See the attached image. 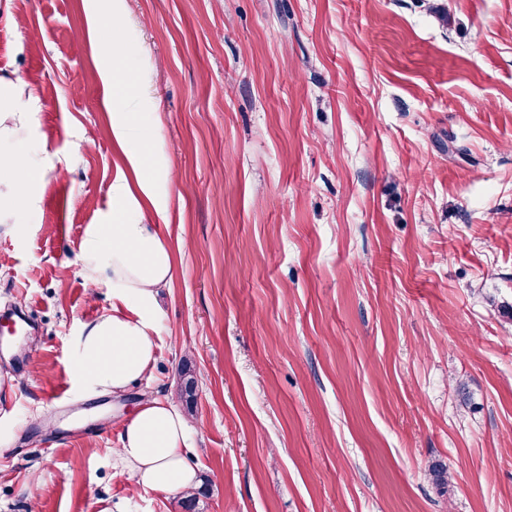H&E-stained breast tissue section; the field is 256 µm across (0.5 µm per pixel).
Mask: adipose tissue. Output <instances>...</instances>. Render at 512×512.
I'll return each instance as SVG.
<instances>
[{
	"mask_svg": "<svg viewBox=\"0 0 512 512\" xmlns=\"http://www.w3.org/2000/svg\"><path fill=\"white\" fill-rule=\"evenodd\" d=\"M104 102L112 112V133L131 178L111 188L112 211L103 224L88 225L82 251L89 285L112 283V310L84 324L75 343L76 377L94 393H116L144 377L157 349L151 312L160 289L173 279L174 251L158 225L135 216L142 202L156 211L168 207L169 169L148 149L150 135L141 120V102L126 89L115 68L103 72ZM22 80H0V223L12 224L36 200L45 161L25 142L35 115L23 104ZM189 425L166 401L142 398L127 418L116 451L137 487L188 493L197 487L196 472L186 465Z\"/></svg>",
	"mask_w": 512,
	"mask_h": 512,
	"instance_id": "adipose-tissue-1",
	"label": "adipose tissue"
}]
</instances>
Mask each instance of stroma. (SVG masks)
Segmentation results:
<instances>
[{
  "label": "stroma",
  "mask_w": 512,
  "mask_h": 512,
  "mask_svg": "<svg viewBox=\"0 0 512 512\" xmlns=\"http://www.w3.org/2000/svg\"><path fill=\"white\" fill-rule=\"evenodd\" d=\"M103 3L0 0L47 162L0 224V313L31 322L0 348V512H183L117 460L145 395L186 414L199 512H512V0ZM109 61L173 174L138 213L174 249L156 360L119 396L74 371L112 309L84 229L128 171Z\"/></svg>",
  "instance_id": "1"
}]
</instances>
